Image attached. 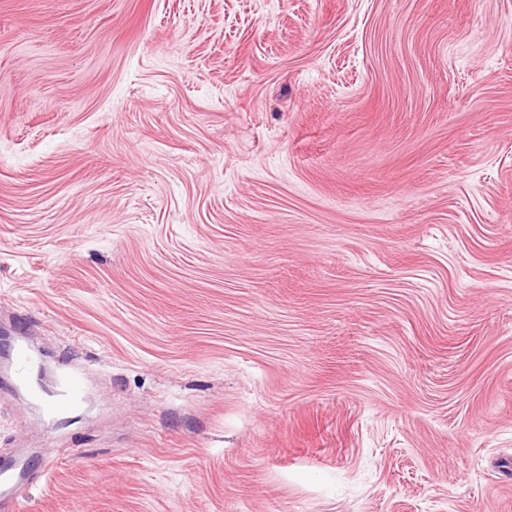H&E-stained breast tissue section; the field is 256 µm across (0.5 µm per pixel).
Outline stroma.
I'll return each instance as SVG.
<instances>
[{"mask_svg":"<svg viewBox=\"0 0 512 512\" xmlns=\"http://www.w3.org/2000/svg\"><path fill=\"white\" fill-rule=\"evenodd\" d=\"M0 325L24 512H512V0H0ZM83 384L77 373H67L63 377V391L56 398L45 400L43 409L47 414L70 412L84 400Z\"/></svg>","mask_w":512,"mask_h":512,"instance_id":"1","label":"stroma"}]
</instances>
